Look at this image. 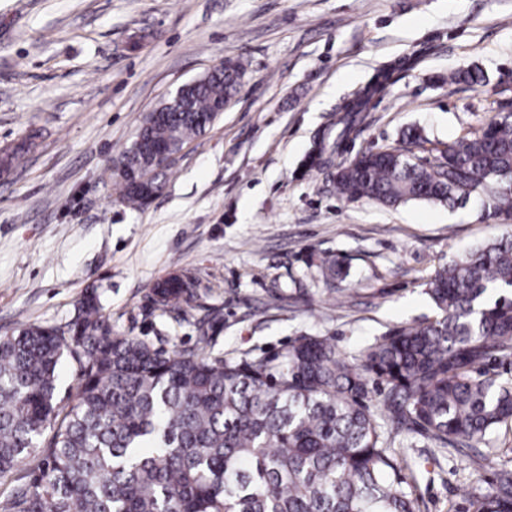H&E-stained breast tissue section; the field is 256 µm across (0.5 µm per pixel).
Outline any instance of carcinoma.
<instances>
[{"instance_id":"carcinoma-1","label":"carcinoma","mask_w":512,"mask_h":512,"mask_svg":"<svg viewBox=\"0 0 512 512\" xmlns=\"http://www.w3.org/2000/svg\"><path fill=\"white\" fill-rule=\"evenodd\" d=\"M409 66L355 94L338 138ZM245 76L228 60L148 113L116 158L118 201L141 206L149 188H163L170 164L155 148L177 157ZM335 183L349 200L454 205L476 195L487 216L512 214V114L431 159L363 152L337 168ZM317 269L329 283L343 261L327 256ZM427 293L436 319L396 326L357 355H340L328 336H300L273 355L226 362L205 354L204 331L196 348L173 355L117 334L100 294L86 290L65 325L0 336V480L17 482L0 512H420L398 463L402 431L439 448L487 449L475 464L492 479H474L448 512H512V459L489 447L512 422V378L488 370L512 358V233L449 257ZM192 297L191 286L170 282L156 303L179 310ZM65 357L79 378L70 402L58 381Z\"/></svg>"}]
</instances>
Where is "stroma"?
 Wrapping results in <instances>:
<instances>
[{
    "instance_id": "obj_1",
    "label": "stroma",
    "mask_w": 512,
    "mask_h": 512,
    "mask_svg": "<svg viewBox=\"0 0 512 512\" xmlns=\"http://www.w3.org/2000/svg\"><path fill=\"white\" fill-rule=\"evenodd\" d=\"M407 57L344 141L343 105ZM244 84L133 210L103 175L145 115L224 60ZM483 69L478 85L450 72ZM512 112V0H0V335L65 325L97 289L113 328L175 354L274 353L300 335L355 355L399 324L435 319L426 289L449 256L501 229L472 199L384 208L341 197L337 165L423 131L426 159ZM326 163L307 168L315 144ZM344 259L343 290L319 277ZM171 274L195 282L185 313L156 307ZM420 512L470 491L472 458L404 437Z\"/></svg>"
}]
</instances>
